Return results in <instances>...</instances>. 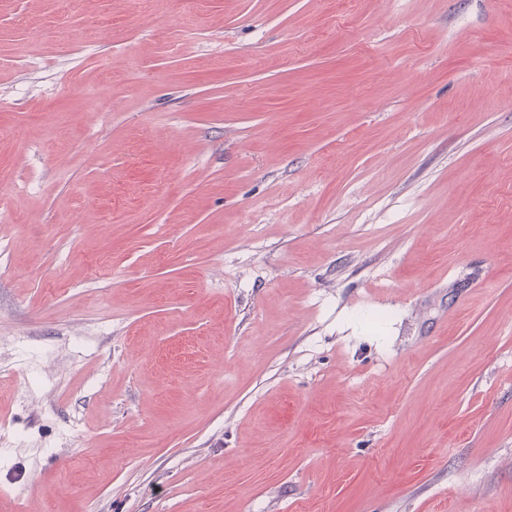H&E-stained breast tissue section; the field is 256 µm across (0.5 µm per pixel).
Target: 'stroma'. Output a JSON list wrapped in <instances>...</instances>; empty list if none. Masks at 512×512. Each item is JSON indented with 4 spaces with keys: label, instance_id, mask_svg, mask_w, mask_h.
<instances>
[{
    "label": "stroma",
    "instance_id": "35a3bbf8",
    "mask_svg": "<svg viewBox=\"0 0 512 512\" xmlns=\"http://www.w3.org/2000/svg\"><path fill=\"white\" fill-rule=\"evenodd\" d=\"M10 512H512V0H0Z\"/></svg>",
    "mask_w": 512,
    "mask_h": 512
}]
</instances>
